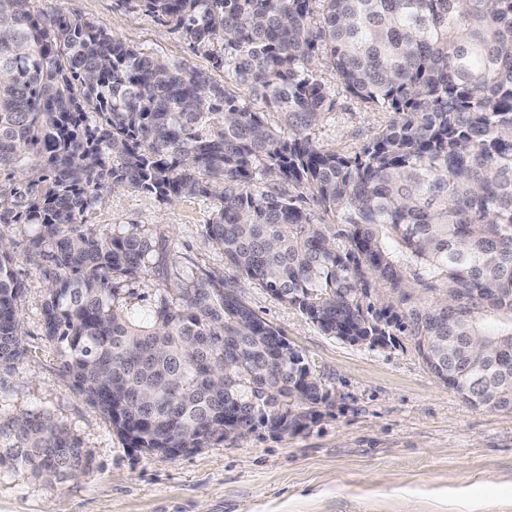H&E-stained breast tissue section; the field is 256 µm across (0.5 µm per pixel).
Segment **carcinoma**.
Segmentation results:
<instances>
[{
	"label": "carcinoma",
	"mask_w": 512,
	"mask_h": 512,
	"mask_svg": "<svg viewBox=\"0 0 512 512\" xmlns=\"http://www.w3.org/2000/svg\"><path fill=\"white\" fill-rule=\"evenodd\" d=\"M284 128L201 71L170 67L83 18L0 0V223L29 224L60 373L130 448L309 427L329 391L235 291L188 276L146 305L123 283L164 263L136 224H81L104 188L213 200L224 261L328 336L410 339L464 404L512 413V0H139ZM396 118L346 157L312 135L332 102L311 71ZM32 159V167L23 162ZM273 171L337 224L269 195ZM0 241V372L26 355ZM92 469L50 419L0 413V469Z\"/></svg>",
	"instance_id": "cac0c4a2"
}]
</instances>
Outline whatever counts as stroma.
Returning <instances> with one entry per match:
<instances>
[{
	"label": "stroma",
	"mask_w": 512,
	"mask_h": 512,
	"mask_svg": "<svg viewBox=\"0 0 512 512\" xmlns=\"http://www.w3.org/2000/svg\"><path fill=\"white\" fill-rule=\"evenodd\" d=\"M47 16L101 23L121 40L170 65L205 72L266 112L230 73L213 68L164 22L128 0H39ZM333 101L313 130L316 142L346 156L385 128L391 113L350 95L327 62L315 68ZM205 197L162 202L133 189L101 191L83 224L99 233L137 224L170 246L166 271L133 287L146 300L185 274L237 287L242 300L301 350L332 391L320 420L293 435L259 431L215 440L178 458L125 448L111 423L59 371L42 329L46 281L26 255L27 224H1L12 239L28 354L0 373V412L51 416L93 460L90 474L49 484L29 471L0 472V512H512V413L473 409L439 384L413 344L353 345L323 334L297 309L224 261L207 232Z\"/></svg>",
	"instance_id": "35a3bbf8"
}]
</instances>
